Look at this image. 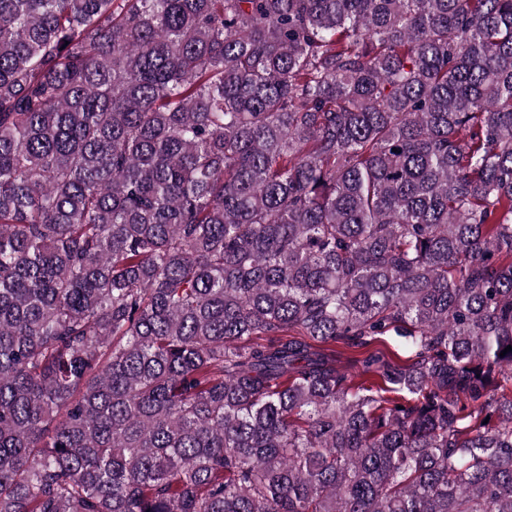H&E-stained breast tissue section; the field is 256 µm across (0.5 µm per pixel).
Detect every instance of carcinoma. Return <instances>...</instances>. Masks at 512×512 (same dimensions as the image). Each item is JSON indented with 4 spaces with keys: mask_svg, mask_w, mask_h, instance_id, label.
I'll list each match as a JSON object with an SVG mask.
<instances>
[{
    "mask_svg": "<svg viewBox=\"0 0 512 512\" xmlns=\"http://www.w3.org/2000/svg\"><path fill=\"white\" fill-rule=\"evenodd\" d=\"M509 345L512 0H0V512H512Z\"/></svg>",
    "mask_w": 512,
    "mask_h": 512,
    "instance_id": "cac0c4a2",
    "label": "carcinoma"
}]
</instances>
